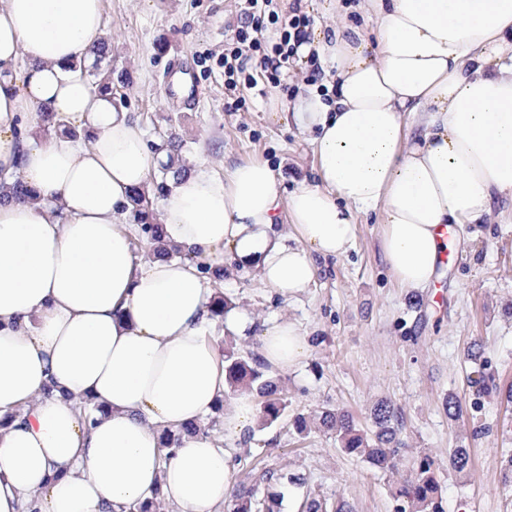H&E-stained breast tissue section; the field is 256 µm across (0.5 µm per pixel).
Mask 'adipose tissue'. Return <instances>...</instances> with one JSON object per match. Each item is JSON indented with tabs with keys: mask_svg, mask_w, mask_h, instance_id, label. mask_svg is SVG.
Masks as SVG:
<instances>
[{
	"mask_svg": "<svg viewBox=\"0 0 512 512\" xmlns=\"http://www.w3.org/2000/svg\"><path fill=\"white\" fill-rule=\"evenodd\" d=\"M366 3L376 42L345 22L300 47L328 76V95L309 90L288 114L312 135L318 183L284 200L266 162L198 167L162 198L163 238L189 260L143 265L119 218L152 154L139 122L87 80L103 0H0V183L34 195L0 202V415L24 412L0 427V512H128L156 488L176 512H217L230 455L183 431L227 390L196 260L230 253L297 292L373 213L395 281L424 288L440 228L481 223L495 196L512 197V0ZM39 104L75 136L32 133ZM283 204L295 246L273 230ZM308 353L296 323L265 324L271 368ZM86 397L104 407L92 424L76 408ZM165 429L182 433L169 456Z\"/></svg>",
	"mask_w": 512,
	"mask_h": 512,
	"instance_id": "obj_1",
	"label": "adipose tissue"
}]
</instances>
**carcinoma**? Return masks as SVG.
Instances as JSON below:
<instances>
[{
    "label": "carcinoma",
    "mask_w": 512,
    "mask_h": 512,
    "mask_svg": "<svg viewBox=\"0 0 512 512\" xmlns=\"http://www.w3.org/2000/svg\"><path fill=\"white\" fill-rule=\"evenodd\" d=\"M92 85L97 90L116 93L117 88L126 83L122 74L114 75L112 64L107 68L90 73ZM158 224H142L141 232L154 247L157 256L171 254L162 239ZM232 309V302L223 293L214 294L211 301L210 315L215 321H221ZM467 359L476 364L473 371V383L481 386V391L488 390L484 368L479 363V352L470 350ZM224 371L228 386L225 399L247 390L256 396V407L260 425L267 428L275 424L282 416L286 402L282 388L276 379L268 374V368L255 353L243 352L231 339L224 346ZM375 425L372 437H367L355 425L352 417L343 410L327 409L319 416V424L336 434V441L347 453L360 457L372 468L384 473L399 474L402 450L406 443L400 438L403 421L395 407L388 401L381 400L371 409ZM471 468V456L466 448H452L448 451V470L461 474ZM258 489L240 488L233 492L232 512H274L277 494L270 492L266 496L265 510H260L261 501L257 499ZM396 512H443L442 492L435 476V460L429 455L417 457L412 466V474L404 479L397 491Z\"/></svg>",
    "instance_id": "obj_1"
}]
</instances>
